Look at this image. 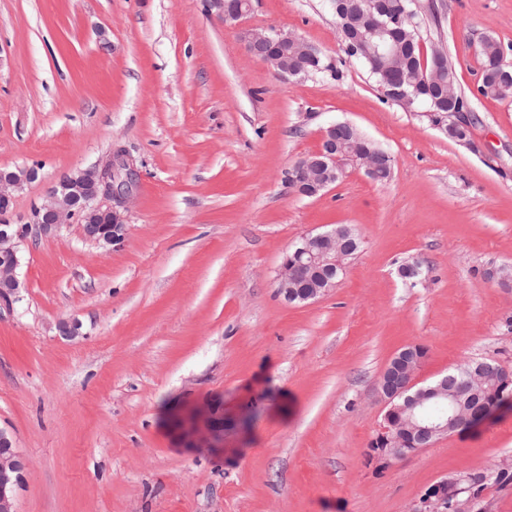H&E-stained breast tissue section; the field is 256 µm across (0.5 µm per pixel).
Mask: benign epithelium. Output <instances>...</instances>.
I'll return each mask as SVG.
<instances>
[{
    "mask_svg": "<svg viewBox=\"0 0 512 512\" xmlns=\"http://www.w3.org/2000/svg\"><path fill=\"white\" fill-rule=\"evenodd\" d=\"M223 6L224 25L240 29L247 50L276 70L284 80L307 74V65L317 48L300 36L281 29L244 26L251 11V0H219ZM332 8L343 20V40L357 51H363L372 65L397 56L392 38L393 25L400 13L388 0H334ZM383 81L395 101L410 107L414 99L404 86L424 83L443 86V72L427 73L421 69L413 77L394 79L395 66L381 70ZM356 129L349 123H334L320 131L318 148L299 161L291 170V182L298 194L315 197L336 183L345 173L344 165L364 169L367 176L377 174L383 156L352 142ZM33 168L18 172L0 170V299L10 306L19 299L22 282V246L31 226L45 234L65 224H95V242L104 248L115 247L127 234L126 203L138 184V171L120 146L113 147L108 158L93 167L64 177L53 187L45 201L34 210L29 224H11L2 219L12 205L13 191L24 180H32ZM358 245L350 233L335 228L329 232L306 234L292 253L283 257L277 275V288L289 303H308L325 296L336 287V275L345 271V259ZM395 364L387 365L379 379V393L387 411L378 432L385 442V452L392 458L406 456L432 445L451 434L464 419L453 408L446 416L434 418L424 411L430 398L446 399L456 390L471 392V403L485 398L474 389L477 377L461 381L443 378L435 386H417V372L422 356L414 345L404 347L393 356ZM418 440L413 448L405 446L401 433ZM26 467V460L10 434L0 429V512H18L16 488ZM462 477L445 479L435 485L425 499L423 512H464V503L457 500L462 492Z\"/></svg>",
    "mask_w": 512,
    "mask_h": 512,
    "instance_id": "1",
    "label": "benign epithelium"
}]
</instances>
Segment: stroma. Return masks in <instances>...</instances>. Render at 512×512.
I'll use <instances>...</instances> for the list:
<instances>
[{
	"instance_id": "35a3bbf8",
	"label": "stroma",
	"mask_w": 512,
	"mask_h": 512,
	"mask_svg": "<svg viewBox=\"0 0 512 512\" xmlns=\"http://www.w3.org/2000/svg\"><path fill=\"white\" fill-rule=\"evenodd\" d=\"M412 7L477 119L472 143L384 96L331 0H252L247 25L334 67L290 80L214 0H0V167L38 170L10 222L112 144L139 174L120 247L78 223L32 233L21 299L0 303V429L28 461L18 512H420L438 482L512 463V404L401 460L371 447L403 347L426 348L424 384L474 358L512 373V100L479 94L476 54L490 36L512 64V0ZM334 122L387 151L392 175L350 168L300 196L288 174ZM336 224L360 251L327 295L286 303L283 255Z\"/></svg>"
}]
</instances>
